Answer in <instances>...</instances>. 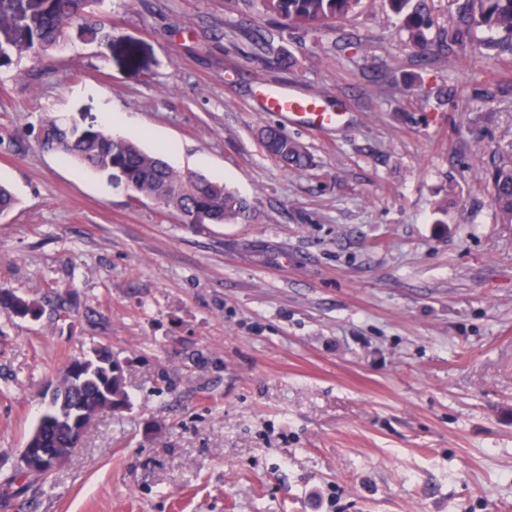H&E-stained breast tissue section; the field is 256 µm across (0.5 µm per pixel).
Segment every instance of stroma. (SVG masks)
<instances>
[{
  "mask_svg": "<svg viewBox=\"0 0 512 512\" xmlns=\"http://www.w3.org/2000/svg\"><path fill=\"white\" fill-rule=\"evenodd\" d=\"M104 15L110 44L0 65V288L65 302L0 314V480L69 358L111 349L131 407L0 512H512V224L479 167L512 158V56L422 59L386 0L316 35L256 0ZM269 87L342 118L266 111ZM114 112L249 220L187 226L39 146L45 114ZM263 148L278 163L287 169H301L310 164V155L298 142L289 139L273 127L260 131Z\"/></svg>",
  "mask_w": 512,
  "mask_h": 512,
  "instance_id": "stroma-1",
  "label": "stroma"
}]
</instances>
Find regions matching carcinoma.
I'll return each mask as SVG.
<instances>
[{"mask_svg": "<svg viewBox=\"0 0 512 512\" xmlns=\"http://www.w3.org/2000/svg\"><path fill=\"white\" fill-rule=\"evenodd\" d=\"M392 11L401 17L402 27L419 56L429 59L448 52L463 54L469 48L486 46L512 55V0H458V24L443 38L427 37L431 20L425 0H388ZM103 0H30L29 11L17 39L0 45V60L15 56L37 67L74 41L98 44L112 42V26L100 19ZM362 0H260L262 12L274 14L289 30L317 32L354 12ZM493 32L498 38L486 41L480 34ZM263 148L287 169L309 166L310 155L298 142L273 127L260 131ZM40 144L62 159L84 165L112 177L140 201L148 199L162 208L180 214L185 224H224L246 219L247 200L224 185L195 172H178L158 154L143 150L132 138L114 136L102 129H73L55 115H47L41 125ZM493 187L495 216L500 224H512V160L502 161L489 172ZM19 309L42 315L43 306L23 294L0 288V312ZM112 352L104 347L93 356L69 359L61 371L65 392L53 395L50 406L39 418L33 433L39 437L44 454L75 446L79 434L72 433L65 420L82 418L86 429L98 416L103 400L112 403V413L129 409L125 390V369L114 360L115 368L103 373ZM69 459L59 455L39 475L29 476L22 467L0 482V501L25 494L46 482L55 467Z\"/></svg>", "mask_w": 512, "mask_h": 512, "instance_id": "carcinoma-1", "label": "carcinoma"}]
</instances>
